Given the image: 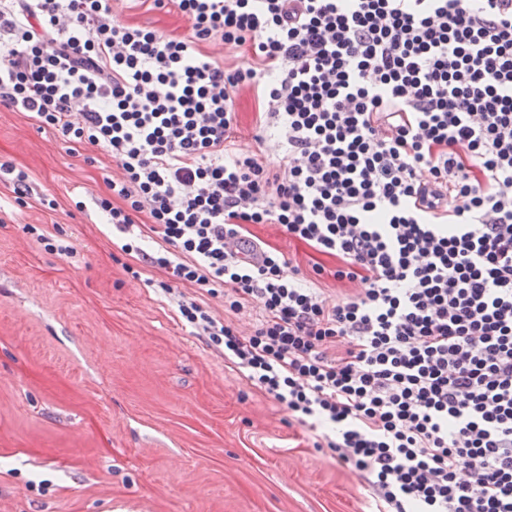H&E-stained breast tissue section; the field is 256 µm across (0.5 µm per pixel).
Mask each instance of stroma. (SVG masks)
Segmentation results:
<instances>
[{
	"mask_svg": "<svg viewBox=\"0 0 512 512\" xmlns=\"http://www.w3.org/2000/svg\"><path fill=\"white\" fill-rule=\"evenodd\" d=\"M118 17L190 32L170 6ZM237 111L240 143L285 165L256 140L251 91ZM1 162L33 191L17 206L0 182V512H366L367 480L186 326L181 301L220 318L223 294L163 293L165 271L122 252L95 204L121 174L110 153L0 105ZM249 230L283 253L286 273L337 264L278 225Z\"/></svg>",
	"mask_w": 512,
	"mask_h": 512,
	"instance_id": "35a3bbf8",
	"label": "stroma"
}]
</instances>
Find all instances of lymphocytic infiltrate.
Masks as SVG:
<instances>
[{
  "label": "lymphocytic infiltrate",
  "instance_id": "lymphocytic-infiltrate-1",
  "mask_svg": "<svg viewBox=\"0 0 512 512\" xmlns=\"http://www.w3.org/2000/svg\"><path fill=\"white\" fill-rule=\"evenodd\" d=\"M0 0V103L121 170L99 199L162 248L181 316L360 475L370 512H512V0ZM246 47L224 64L208 44ZM249 89L287 163L234 139ZM456 207H449V198ZM252 224L336 257L329 303ZM123 6L116 14L124 23L153 27L165 34L172 35L185 36L190 32L189 22L170 4L164 9H149V7L127 9Z\"/></svg>",
  "mask_w": 512,
  "mask_h": 512
}]
</instances>
